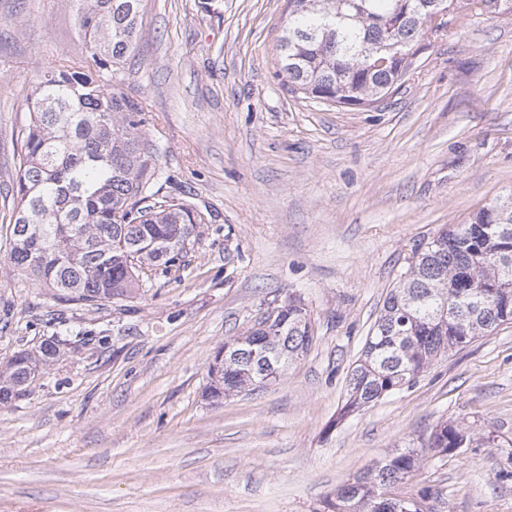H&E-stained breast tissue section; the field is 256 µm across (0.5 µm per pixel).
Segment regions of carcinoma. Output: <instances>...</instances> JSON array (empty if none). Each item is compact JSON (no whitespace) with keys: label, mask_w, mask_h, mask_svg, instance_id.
<instances>
[{"label":"carcinoma","mask_w":512,"mask_h":512,"mask_svg":"<svg viewBox=\"0 0 512 512\" xmlns=\"http://www.w3.org/2000/svg\"><path fill=\"white\" fill-rule=\"evenodd\" d=\"M84 39L82 58L41 69L26 98L29 120L10 220V266L57 292L97 305L134 297L144 269L168 266L196 238L204 217L155 188L158 156L142 130L143 107L97 80L99 69L137 48L143 0H69ZM511 15L512 0H288L276 75L288 92L336 106L373 105L398 90L428 47L432 10ZM512 324V203L491 204L414 249L384 301L348 380L344 412L364 409L412 384L439 356ZM314 341L304 300L288 296L263 313L209 381L205 396L273 385ZM62 339L0 364V405L20 396L61 355ZM469 434L438 424L429 448L448 453ZM419 467L398 451L336 491L333 512H433L417 498L383 496Z\"/></svg>","instance_id":"cac0c4a2"}]
</instances>
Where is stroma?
I'll return each mask as SVG.
<instances>
[{
	"mask_svg": "<svg viewBox=\"0 0 512 512\" xmlns=\"http://www.w3.org/2000/svg\"><path fill=\"white\" fill-rule=\"evenodd\" d=\"M144 0L107 87L142 102L164 195L205 222L126 304L60 302L14 272L9 222L35 73L84 43L67 0H0V362L53 363L0 406V512H328L398 449L394 494L512 512V324L339 418L348 375L417 245L512 197V16L470 13L381 104L328 106L275 74L287 0ZM304 299L315 341L278 384L213 402L208 366L262 309ZM469 445L428 451L434 427Z\"/></svg>",
	"mask_w": 512,
	"mask_h": 512,
	"instance_id": "obj_1",
	"label": "stroma"
}]
</instances>
